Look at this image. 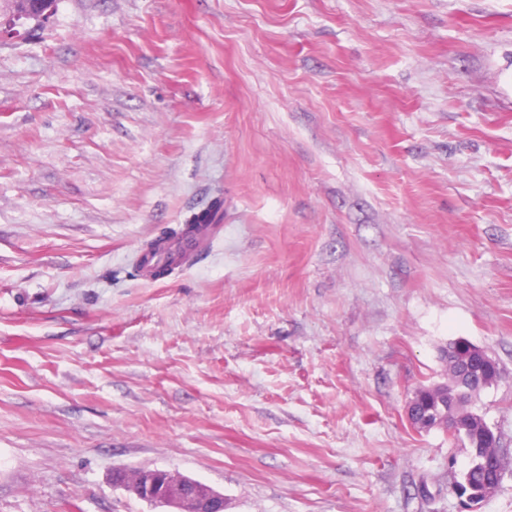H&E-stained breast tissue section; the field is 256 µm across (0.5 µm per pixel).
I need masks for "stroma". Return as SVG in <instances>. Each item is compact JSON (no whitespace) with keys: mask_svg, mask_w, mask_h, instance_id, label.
Returning <instances> with one entry per match:
<instances>
[{"mask_svg":"<svg viewBox=\"0 0 512 512\" xmlns=\"http://www.w3.org/2000/svg\"><path fill=\"white\" fill-rule=\"evenodd\" d=\"M221 202L191 266L135 256ZM466 338L470 451L414 429ZM512 512V0H57L0 38V512ZM451 436L458 440L465 442L471 449V461L468 468L463 472L467 484H460L465 491L474 494L473 498L477 499L478 502L481 497L477 494L481 492L483 479L485 476V465L483 459L486 456V448L488 443L485 439L484 434L478 431V427L468 430L465 435H454ZM160 469L138 468L136 471L117 469L112 473V484L135 487L137 496L154 505L168 507L167 512H226L224 495L204 487L195 480L178 478L162 484Z\"/></svg>","mask_w":512,"mask_h":512,"instance_id":"35a3bbf8","label":"stroma"}]
</instances>
